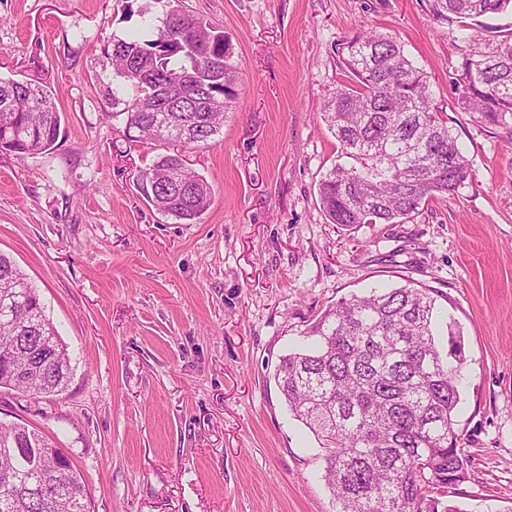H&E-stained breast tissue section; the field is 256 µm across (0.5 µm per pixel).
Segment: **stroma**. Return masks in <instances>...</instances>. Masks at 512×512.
<instances>
[{
  "label": "stroma",
  "instance_id": "stroma-1",
  "mask_svg": "<svg viewBox=\"0 0 512 512\" xmlns=\"http://www.w3.org/2000/svg\"><path fill=\"white\" fill-rule=\"evenodd\" d=\"M229 35L238 97L188 151L212 189L196 221L159 214L137 175L167 144L130 142L99 82L103 48L137 28L120 0H0V76L48 73L47 151L0 154V251L38 289L72 354L65 392L0 388V421L71 458L94 512H335L324 451L289 414L282 356L341 299L413 283L462 350V512H512V132L463 111L473 47L428 0H180ZM397 37L429 76L472 174L402 224L328 223L321 177L346 164L320 112L339 48Z\"/></svg>",
  "mask_w": 512,
  "mask_h": 512
}]
</instances>
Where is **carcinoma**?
<instances>
[{
    "mask_svg": "<svg viewBox=\"0 0 512 512\" xmlns=\"http://www.w3.org/2000/svg\"><path fill=\"white\" fill-rule=\"evenodd\" d=\"M162 25L145 18L138 35L118 39L104 57L112 67V102L123 108L133 142L158 141L151 111L157 92L180 76L191 86L168 100L175 127L165 142L194 149L220 132L236 97L237 68L224 31L207 19L155 0ZM438 20L469 22L512 11V0H429ZM346 80L321 116L352 160L318 183L331 224H397L427 198L453 195L470 161L442 118L430 80L389 34L363 31L343 43ZM468 81L458 105L492 125L512 116V32L462 58ZM0 153L18 158L51 149L60 112L41 77H0ZM137 186L162 215L192 222L210 207L207 180L179 152L158 155ZM0 387L32 397L59 394L71 358L46 317L37 289L0 253ZM436 300L411 285L373 288L336 303L309 328L312 342L282 358L275 380L290 414L325 451V482L336 512H462L444 501L470 479L458 448L461 351L435 341ZM80 472L62 449L24 424L0 423V512H91Z\"/></svg>",
    "mask_w": 512,
    "mask_h": 512,
    "instance_id": "1",
    "label": "carcinoma"
}]
</instances>
